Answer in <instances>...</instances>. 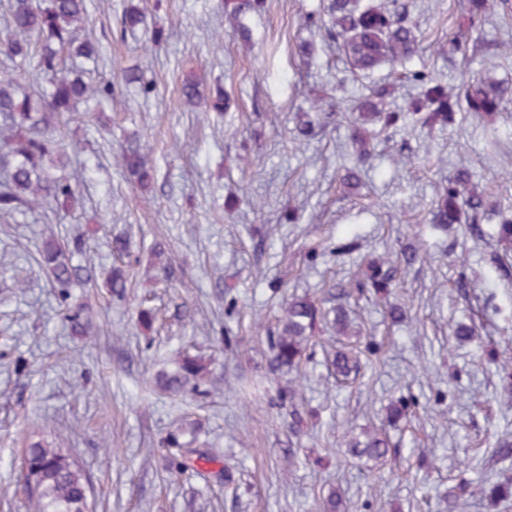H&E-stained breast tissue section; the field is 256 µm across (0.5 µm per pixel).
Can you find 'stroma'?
Listing matches in <instances>:
<instances>
[{"mask_svg":"<svg viewBox=\"0 0 512 512\" xmlns=\"http://www.w3.org/2000/svg\"><path fill=\"white\" fill-rule=\"evenodd\" d=\"M411 2L423 37L407 68L427 66L451 88L470 75L512 83V58L500 54L512 45V9L473 29L463 57L450 47L467 0ZM324 3L264 0L237 20L251 33L244 43L220 0H92L79 35L102 48L97 77L116 84L99 121L68 128L90 170L59 229H90L85 258L97 266L112 264L109 242L126 234L132 286L123 300L102 287L75 289L94 333L70 335L56 289L29 259L44 214L0 224V512H29L18 462L27 437L70 451L97 512H322L331 489L345 512H512L490 494L512 485V458L491 459L498 439L512 435L501 366L512 359V280L489 261L497 226L512 213V103L491 120L460 112L447 127L371 137L361 182L347 187L348 120L297 141L298 113L317 97L335 111L384 83L396 85L403 106L416 89L405 68L389 64L346 78L343 55L307 21ZM130 5L168 33L162 49L146 50L143 32L120 33ZM137 67L154 81L150 96L117 81ZM188 78L205 96L229 97L224 115L180 99ZM133 133L153 148L147 187L118 161ZM463 164L491 209L478 236L429 222ZM350 241L349 252L326 248ZM408 244L425 261L397 274L403 320L392 321L368 288L346 302L347 342L379 348L361 384L330 374L325 350L336 333L320 327L300 373L281 376L295 399L280 402L267 382V330L288 299L326 304L332 286L362 277L369 261L397 262ZM141 302L150 323L139 320ZM461 324L470 336H455ZM184 350L201 360L205 395L155 385ZM400 400L407 414L391 419ZM374 432L396 450L385 465L344 456V438ZM173 437L213 455L205 474L171 472ZM462 481L469 492L449 507Z\"/></svg>","mask_w":512,"mask_h":512,"instance_id":"obj_1","label":"stroma"}]
</instances>
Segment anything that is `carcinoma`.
<instances>
[{
  "label": "carcinoma",
  "mask_w": 512,
  "mask_h": 512,
  "mask_svg": "<svg viewBox=\"0 0 512 512\" xmlns=\"http://www.w3.org/2000/svg\"><path fill=\"white\" fill-rule=\"evenodd\" d=\"M89 0H8V10L0 14L4 34L0 40V223L7 224L23 210L50 207L55 214L68 212L77 201V181L68 174L71 156L79 155L77 145L66 142L65 128L71 122H87L90 112L103 100L112 99V81L91 83L84 80L86 64L97 62V52L88 40L77 36V29L88 14ZM224 7L237 17L260 7V0H225ZM489 0H468L469 26L485 18ZM328 20L320 21L326 36L344 53L347 69L353 75L365 74L380 65L402 63L419 43V29L404 0H327ZM143 30L152 48L167 42L160 26H148L144 13L131 6L123 14L120 34ZM44 85L30 89L20 83L31 61ZM409 80L420 87V94L408 110L393 108L387 102L391 89L376 85L370 94L354 101L347 111L359 113L379 126L378 133L390 137L412 121L423 128L448 126L457 112L465 110L492 116L512 100V86L488 78L463 80L454 90L443 86L427 69L407 72ZM126 85H134L145 96L154 91L152 81L141 70L125 69L120 74ZM180 95L185 103L197 106L202 101L198 84L187 79ZM86 110H77V104ZM354 126L350 146L356 161L368 154L369 140ZM147 145L137 139L125 146L120 164L144 185L152 179ZM469 169L462 165L448 177V185L435 199L430 210L432 224H476L487 211V201L468 190ZM498 242L504 253H494L493 262L504 276L512 275V218L498 226ZM82 236L61 237L52 232L43 236L37 248L41 262L48 268L53 287L58 289L60 306L69 329L76 335L90 330L85 308L72 306L70 288L96 280V271L73 257L84 252ZM396 270L374 267L356 282L357 288H371L388 298ZM106 286L112 294L126 293L127 278L114 270ZM321 312L316 302L294 297L284 317L268 334L271 366L278 372L298 368ZM336 379L353 381L362 368L361 351L345 345L336 349L331 361ZM201 366L195 357L185 356L172 371L156 377L157 386L179 395L191 390L199 395ZM348 453L380 462L390 454L388 440L379 434L355 439ZM214 458L195 448L181 452L176 472L199 470V463ZM20 469L32 512H92L88 501V480L69 451L55 448L40 438L28 442L22 450Z\"/></svg>",
  "instance_id": "1"
}]
</instances>
